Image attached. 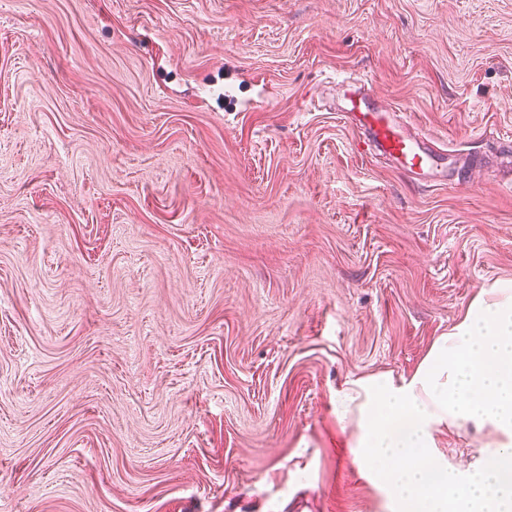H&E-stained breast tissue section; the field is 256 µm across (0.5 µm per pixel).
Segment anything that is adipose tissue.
<instances>
[{"label":"adipose tissue","instance_id":"obj_1","mask_svg":"<svg viewBox=\"0 0 512 512\" xmlns=\"http://www.w3.org/2000/svg\"><path fill=\"white\" fill-rule=\"evenodd\" d=\"M341 419L391 512H512V281L482 289L414 373L345 381ZM487 435L478 464L448 466V429Z\"/></svg>","mask_w":512,"mask_h":512}]
</instances>
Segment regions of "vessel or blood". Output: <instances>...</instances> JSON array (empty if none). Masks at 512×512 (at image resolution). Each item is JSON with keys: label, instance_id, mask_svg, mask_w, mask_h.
<instances>
[{"label": "vessel or blood", "instance_id": "1", "mask_svg": "<svg viewBox=\"0 0 512 512\" xmlns=\"http://www.w3.org/2000/svg\"><path fill=\"white\" fill-rule=\"evenodd\" d=\"M342 88L340 109L360 130L367 150L396 162L420 181L443 172L447 155L436 152L425 137L412 133L406 117L381 109L366 81H348Z\"/></svg>", "mask_w": 512, "mask_h": 512}]
</instances>
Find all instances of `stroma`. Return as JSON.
Returning a JSON list of instances; mask_svg holds the SVG:
<instances>
[{"instance_id":"1","label":"stroma","mask_w":512,"mask_h":512,"mask_svg":"<svg viewBox=\"0 0 512 512\" xmlns=\"http://www.w3.org/2000/svg\"><path fill=\"white\" fill-rule=\"evenodd\" d=\"M509 141L512 0H0V512H390L336 392L512 280ZM340 86L339 112H345L360 130L367 150L396 162L418 181L433 179L448 167V156L436 152L425 137L413 134L406 116L378 106L366 81H342Z\"/></svg>"}]
</instances>
